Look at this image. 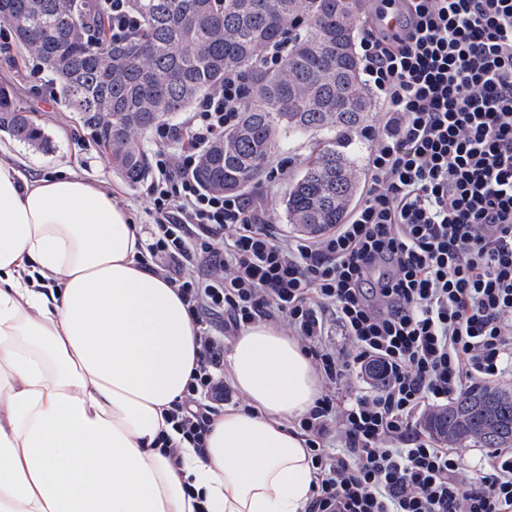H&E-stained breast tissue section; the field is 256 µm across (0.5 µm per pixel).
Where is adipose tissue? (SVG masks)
I'll use <instances>...</instances> for the list:
<instances>
[{
  "mask_svg": "<svg viewBox=\"0 0 512 512\" xmlns=\"http://www.w3.org/2000/svg\"><path fill=\"white\" fill-rule=\"evenodd\" d=\"M98 183L0 159V512H304L314 469L287 428L319 396L298 344L258 323L228 356L250 401L181 466L156 446L198 361L176 288Z\"/></svg>",
  "mask_w": 512,
  "mask_h": 512,
  "instance_id": "obj_1",
  "label": "adipose tissue"
}]
</instances>
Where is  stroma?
I'll return each instance as SVG.
<instances>
[{
	"label": "stroma",
	"instance_id": "stroma-1",
	"mask_svg": "<svg viewBox=\"0 0 512 512\" xmlns=\"http://www.w3.org/2000/svg\"><path fill=\"white\" fill-rule=\"evenodd\" d=\"M35 66V60L16 51L10 58L0 57V85L11 87L17 105L41 129L47 145L39 147L3 128L0 143L9 148L12 160L27 178L40 177L51 168H66L84 178L103 182L132 214L142 235H149L151 218L145 209L146 183L132 186L113 173L101 145L92 141L89 128L77 113L61 104L47 73L36 72ZM313 147L312 141L303 138L279 152V159L288 163L287 182L302 171ZM287 182L278 189L272 222L278 233L291 236L295 230L287 224L283 211Z\"/></svg>",
	"mask_w": 512,
	"mask_h": 512
}]
</instances>
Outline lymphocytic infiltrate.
<instances>
[{
    "instance_id": "1",
    "label": "lymphocytic infiltrate",
    "mask_w": 512,
    "mask_h": 512,
    "mask_svg": "<svg viewBox=\"0 0 512 512\" xmlns=\"http://www.w3.org/2000/svg\"><path fill=\"white\" fill-rule=\"evenodd\" d=\"M375 2L360 38L380 115L363 133L369 189L332 232L277 233L271 193L196 180L239 121L242 72L154 130L143 258L177 288L199 348L169 421L204 449L231 395L225 337L284 324L320 383L295 422L315 469L305 512H512V448L473 471L413 427L512 367V0ZM99 6L108 25L89 40L139 30L129 0Z\"/></svg>"
}]
</instances>
